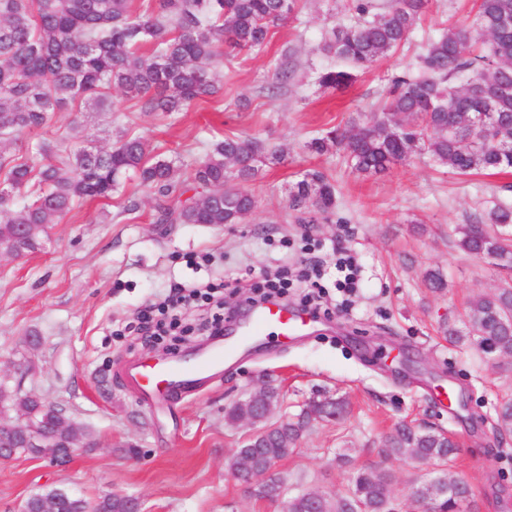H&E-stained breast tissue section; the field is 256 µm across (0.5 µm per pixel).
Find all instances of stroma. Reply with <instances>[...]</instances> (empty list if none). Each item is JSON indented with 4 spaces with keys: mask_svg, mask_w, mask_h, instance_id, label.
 <instances>
[{
    "mask_svg": "<svg viewBox=\"0 0 512 512\" xmlns=\"http://www.w3.org/2000/svg\"><path fill=\"white\" fill-rule=\"evenodd\" d=\"M473 0H431L409 42L347 89L321 88L316 77L339 61L322 53L332 26L352 19L350 0H298L294 13L259 52L225 58L223 101L184 112L142 114L125 101L117 112L55 113L31 135L71 147L104 146L116 136L144 138L153 154L174 160L189 182L210 145L251 136L282 150L246 190L256 199L239 224H158L154 198L137 178L109 200L86 201L49 225L42 248L0 256V377L61 408L96 440L63 467L29 455L0 462V512H18L33 492L59 487L95 497L137 498L142 512H281V502L253 495L229 474L248 431L226 410L264 380L280 391L276 419L311 401L343 399L348 412L312 421L273 471L287 495L347 490L361 468L393 473L394 512H414V492L441 470L382 453L392 426L405 422L453 436L460 453L452 474L471 485L480 512H512V434L494 427L495 410L512 395V362L451 343L464 330L468 301L512 282V270L457 245L471 214L512 206V171L463 177L425 155L386 173L352 171L342 151L319 154L310 143L358 114L378 111L392 75L416 71L430 37L466 17ZM292 70L278 87L281 68ZM30 139V140H31ZM309 171L336 186L333 213L316 223L287 208L290 188ZM139 202L123 212L126 197ZM317 256L351 258L359 286L349 312L320 317L288 346L273 337L249 348L197 393L144 407L122 374L126 363L174 346L171 336L145 342L141 314L170 297L183 323L209 319L203 301L185 302L181 284L212 282L227 307L246 317L244 288L277 265ZM445 282L428 287L427 272ZM454 387L457 402L437 405L431 392Z\"/></svg>",
    "mask_w": 512,
    "mask_h": 512,
    "instance_id": "stroma-1",
    "label": "stroma"
}]
</instances>
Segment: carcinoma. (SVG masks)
I'll return each mask as SVG.
<instances>
[{"instance_id": "obj_1", "label": "carcinoma", "mask_w": 512, "mask_h": 512, "mask_svg": "<svg viewBox=\"0 0 512 512\" xmlns=\"http://www.w3.org/2000/svg\"><path fill=\"white\" fill-rule=\"evenodd\" d=\"M297 0H148L135 13L134 0H0V143H13L44 127L54 112L78 111L93 103L114 108L111 90L140 106L142 113L181 112L214 99L223 88L218 45L234 50L262 49L285 23ZM355 21L333 27L324 37L325 53L352 69H328L318 84L343 90L354 71L368 68L399 49L410 37L429 0H388L375 13L373 0H351ZM465 78L457 87L452 80ZM512 0H476L473 18L448 24L429 39L419 72L393 80L381 112L352 121L356 131L333 130L313 141L317 153L343 149L349 167L378 175L416 153L462 175L512 170ZM279 158L255 137L226 136L213 143L193 174L206 189L196 198L176 178L174 164L151 155L139 137H122L105 149L59 148L40 141L21 156L0 151V253L23 257L42 246L46 226L57 223L81 202L109 200L135 174L155 200L158 224H237L256 207L242 188L261 167ZM294 209L326 213L336 206L335 185L321 172H309L289 193ZM512 207L497 205L465 226L460 248L512 267ZM467 339L481 353L512 358V285L471 299L466 309ZM339 402L318 403L297 420H281L258 441L238 449L235 464L262 467L284 454L305 431L310 417L340 414ZM22 413L53 432L69 422L65 414L40 410L28 393L0 384V416ZM261 416L247 398L227 420ZM496 430L512 434V397L496 409ZM387 456L405 455L447 463L458 443L441 430L395 427L386 438ZM394 477L385 470H362L347 491L313 505L306 494L288 499L289 512H392ZM55 512H130L122 495L96 500L64 498L55 487L28 497ZM434 512H476L467 482L454 479Z\"/></svg>"}]
</instances>
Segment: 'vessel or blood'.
<instances>
[{"instance_id":"obj_1","label":"vessel or blood","mask_w":512,"mask_h":512,"mask_svg":"<svg viewBox=\"0 0 512 512\" xmlns=\"http://www.w3.org/2000/svg\"><path fill=\"white\" fill-rule=\"evenodd\" d=\"M313 322L314 317L309 312L267 304L254 310L252 322L243 334L253 338L272 330L283 341L289 342L307 333ZM236 350V344L230 343L205 360L191 365L174 359H144L131 366L127 376L144 402L175 399L196 392L201 380L222 366L225 360L231 359Z\"/></svg>"}]
</instances>
